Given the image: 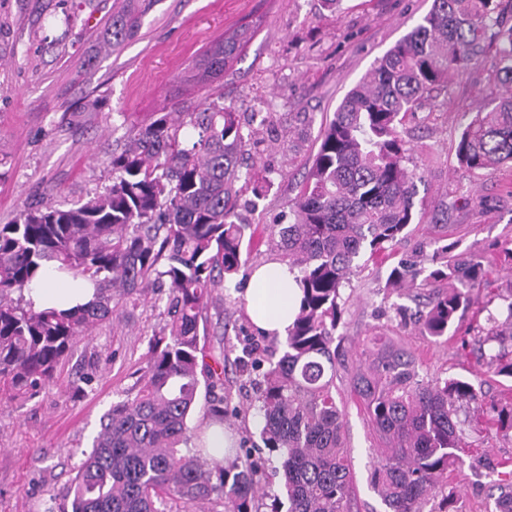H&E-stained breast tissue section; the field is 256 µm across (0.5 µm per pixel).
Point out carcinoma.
<instances>
[{"label": "carcinoma", "instance_id": "1", "mask_svg": "<svg viewBox=\"0 0 512 512\" xmlns=\"http://www.w3.org/2000/svg\"><path fill=\"white\" fill-rule=\"evenodd\" d=\"M112 47L139 30L153 0H119ZM512 0H433L418 24L396 42L344 98L320 132V145L293 203L291 224L268 226L276 259L298 271L302 304L288 335L272 337L267 369L253 407L263 420L260 438L279 463L281 494L270 512H347L352 475L336 378L344 355L336 344L342 289L358 259L391 249L416 212V173L408 168L406 117L460 74L487 38L502 45L493 81L512 88V26L499 27ZM257 28L241 27L217 41L186 80L210 87L232 71ZM243 113L210 95L196 112L160 113L134 127L112 153V183L70 206L27 208L0 224V386L12 398L55 382L81 337L119 315L148 291H168L163 329L134 396L112 404L100 419L92 450L64 490L68 512H166L219 500L224 512H253L262 497L259 467L234 454L216 459L190 448L188 419L201 380L223 377L203 368L202 315L211 289L231 282L254 242L253 225L239 219L241 190L255 177L243 168L248 139ZM468 171L512 163V94H495L488 110L470 115L456 145ZM427 276L414 262L390 270L394 288L448 281L418 321L422 336L448 335L470 304V288L488 274L476 252L455 258L434 253ZM55 264L94 284L95 299L68 310L37 309L25 291ZM487 365L512 377V290L485 316ZM350 378L382 441L371 480L389 512H422L448 473L465 462L468 420L462 408L483 405L465 378H428L401 345L384 339L363 352ZM491 427L512 431V404L486 409ZM491 512H512V470L489 485ZM288 509L282 510L283 502Z\"/></svg>", "mask_w": 512, "mask_h": 512}]
</instances>
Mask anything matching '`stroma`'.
<instances>
[{
	"label": "stroma",
	"instance_id": "35a3bbf8",
	"mask_svg": "<svg viewBox=\"0 0 512 512\" xmlns=\"http://www.w3.org/2000/svg\"><path fill=\"white\" fill-rule=\"evenodd\" d=\"M431 4L342 0L334 12L324 0H155L137 36L112 51L116 0H0V224L35 203L64 206L103 192L112 182L110 154L124 145L127 130L160 112L198 108L205 90L178 84V75L212 42L254 18L261 21L258 33L217 91L238 111L271 114L272 130L260 131L250 151L258 178H270L272 186L260 197L245 190L238 212L253 225L293 223L292 202L321 128ZM497 63L496 50H488L407 118L404 138L420 179L422 217L385 261L363 264L342 290L336 337L349 361L338 373L336 400L350 448V512H386L370 485L381 443L349 384L364 349L388 337L413 352L428 377H465L487 399L512 397V377L489 369L481 355L483 319L476 314L495 309L512 288V259L502 251L512 247V165L472 173L455 157L463 116L486 109ZM445 246L460 256L481 251L489 274L471 288V307L454 336L437 341L419 335L398 310L424 309L447 291V282L409 291L386 281L398 262L422 260ZM166 301L153 295L125 306L120 321L95 326L56 383L32 398L0 394V512H63L62 491L90 451L102 415L130 393ZM206 317V361L223 364L224 384L200 388L189 424L201 427L206 402L226 397L224 425L235 434L238 453H251L266 493L276 494L280 477L260 452L258 424L248 411L256 389L236 361L242 347L263 348L267 340L254 331L246 305L224 289H213ZM467 415L476 446L461 451L467 469L448 476L456 491L450 512H490L488 467L512 460V435L486 433L481 412Z\"/></svg>",
	"mask_w": 512,
	"mask_h": 512
}]
</instances>
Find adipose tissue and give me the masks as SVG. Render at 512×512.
<instances>
[{
    "label": "adipose tissue",
    "mask_w": 512,
    "mask_h": 512,
    "mask_svg": "<svg viewBox=\"0 0 512 512\" xmlns=\"http://www.w3.org/2000/svg\"><path fill=\"white\" fill-rule=\"evenodd\" d=\"M294 277L288 264L278 260L267 262L252 273L245 289L247 312L259 335L286 337L301 298ZM93 293L91 282H76L69 274L52 269L31 283L26 296L43 309L61 303L68 307L83 305L92 300Z\"/></svg>",
    "instance_id": "ef3b65f1"
}]
</instances>
